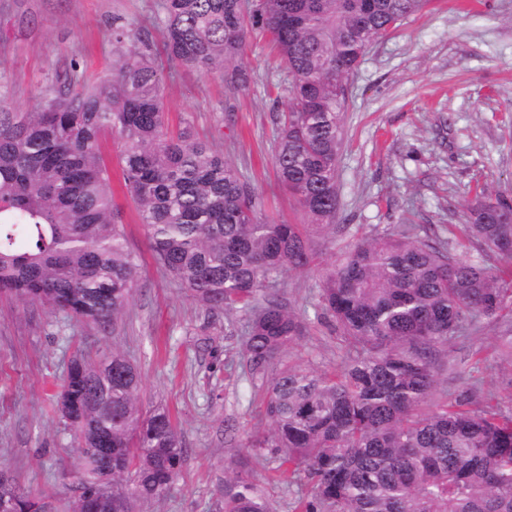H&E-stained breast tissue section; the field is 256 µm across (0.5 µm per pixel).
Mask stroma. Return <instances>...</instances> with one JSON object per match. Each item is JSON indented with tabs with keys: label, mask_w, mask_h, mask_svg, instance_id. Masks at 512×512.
Returning a JSON list of instances; mask_svg holds the SVG:
<instances>
[{
	"label": "stroma",
	"mask_w": 512,
	"mask_h": 512,
	"mask_svg": "<svg viewBox=\"0 0 512 512\" xmlns=\"http://www.w3.org/2000/svg\"><path fill=\"white\" fill-rule=\"evenodd\" d=\"M159 0H0V96L32 111L57 70L77 61L86 76L109 74L115 58L112 24L139 26ZM273 53L253 35L242 58L255 82L232 94L220 76L175 64L165 70L170 124L189 119L197 137L223 150L264 194L276 218L302 216L282 191L272 164L283 102L269 93ZM349 86L344 144L337 167V239L314 238L310 267L280 277L278 296L306 330L265 374L250 375L241 356L240 312H211L156 263L147 230L123 187L120 143L105 135L114 162L110 188L121 212L125 243L140 277L123 316L107 329L73 316L0 296V469L46 500L69 494L78 461L73 433L56 411L75 353L98 359L122 352L141 377L139 406H163L186 450L183 466L160 496L133 512H224V470L243 463L270 512H295L305 478L286 485L268 448L249 447L267 433L268 380L282 365L339 369L346 352L333 328L317 320L318 282L340 246L401 224L438 227L450 237L466 222L464 201L475 185L512 190V0H432L374 45ZM512 322L485 319L453 340L449 395L471 386L512 393V373L494 350Z\"/></svg>",
	"instance_id": "obj_1"
}]
</instances>
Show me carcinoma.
<instances>
[{
	"label": "carcinoma",
	"instance_id": "cac0c4a2",
	"mask_svg": "<svg viewBox=\"0 0 512 512\" xmlns=\"http://www.w3.org/2000/svg\"><path fill=\"white\" fill-rule=\"evenodd\" d=\"M430 0H160L137 29L112 26L111 73L87 81L74 61L32 112L0 104V293L106 328L139 271L109 188L101 139L120 140L127 194L159 266L209 311L244 312L242 355L264 371L302 334L279 299L286 272L313 261V233L336 237V165L347 77L371 43ZM162 27L163 50L150 28ZM254 33L285 73L272 162L303 223L264 214L262 193L194 134L172 131L165 66L219 74L235 94L252 74L238 61ZM454 254L412 224L347 244L319 283L317 316L331 321L347 361L336 372L287 366L268 382L267 434L285 480L304 471L300 512H512V395L500 401L439 389L449 347L478 319L512 318V198L478 190L465 201ZM141 379L119 351L74 357L59 394L79 446L74 495L61 511L0 470V501L35 512H86L107 490L112 512L160 495L186 449L163 408L141 415ZM96 448L112 449V464ZM224 512H269L249 475L225 473Z\"/></svg>",
	"mask_w": 512,
	"mask_h": 512
}]
</instances>
